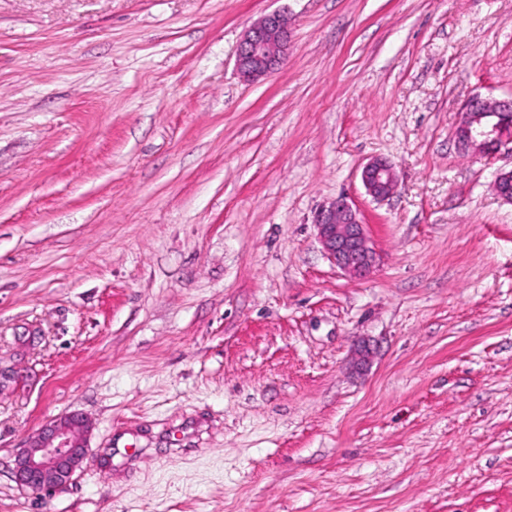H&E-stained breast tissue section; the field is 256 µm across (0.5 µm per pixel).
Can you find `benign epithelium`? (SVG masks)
Returning a JSON list of instances; mask_svg holds the SVG:
<instances>
[{"label":"benign epithelium","mask_w":512,"mask_h":512,"mask_svg":"<svg viewBox=\"0 0 512 512\" xmlns=\"http://www.w3.org/2000/svg\"><path fill=\"white\" fill-rule=\"evenodd\" d=\"M291 46L288 20L279 12L263 15L243 34L236 50V71L246 82L261 81L286 62ZM458 149L476 159H491L512 145V97L471 95L462 105L455 129ZM366 193L383 201L395 193L398 179L392 164L373 157L360 173ZM493 188L505 202H512V171L497 173ZM317 238L328 259L355 277L368 276L377 253L366 225L351 199L336 197L315 214ZM90 420L81 413L56 417L29 435L13 468L17 486L33 492H52L72 484L88 453Z\"/></svg>","instance_id":"1"}]
</instances>
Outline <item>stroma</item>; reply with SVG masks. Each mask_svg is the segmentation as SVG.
Instances as JSON below:
<instances>
[{"label":"stroma","instance_id":"obj_1","mask_svg":"<svg viewBox=\"0 0 512 512\" xmlns=\"http://www.w3.org/2000/svg\"><path fill=\"white\" fill-rule=\"evenodd\" d=\"M475 93L512 96V0H0V512H512V152L458 149ZM342 194L361 280L313 224ZM69 412L78 478L19 488ZM291 46L288 20L279 12L264 14L243 34L236 50V71L246 82L261 81L286 62ZM366 193L376 201H383L395 193L398 179L392 164L384 158L373 157L360 173ZM317 238L328 259L354 278H365L376 266L377 253L366 224L348 196L336 197L315 214ZM92 429L86 416L72 412L35 430L15 459L17 486L39 493L72 484L88 453Z\"/></svg>","mask_w":512,"mask_h":512}]
</instances>
